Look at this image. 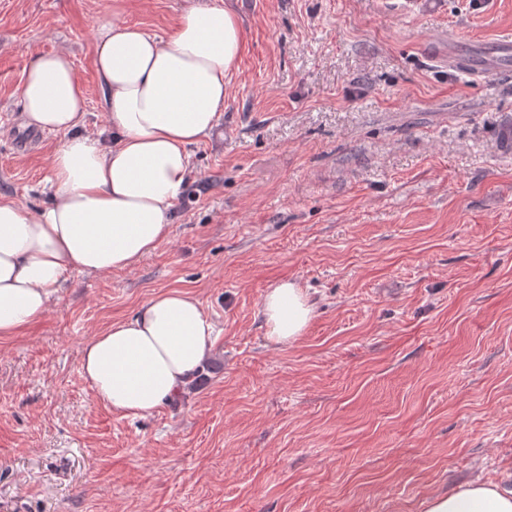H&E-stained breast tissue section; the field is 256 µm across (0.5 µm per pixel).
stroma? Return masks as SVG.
I'll return each mask as SVG.
<instances>
[{"label":"stroma","mask_w":512,"mask_h":512,"mask_svg":"<svg viewBox=\"0 0 512 512\" xmlns=\"http://www.w3.org/2000/svg\"><path fill=\"white\" fill-rule=\"evenodd\" d=\"M0 0V193L48 197L57 135L29 147L28 57L65 51L106 126L103 25L166 36L196 0ZM247 49L190 150L169 238L136 266L71 273L42 320L0 337V512H425L512 472V65L448 61L512 40V0H226ZM315 304L267 338L265 293ZM165 291L217 340L143 418L100 405L82 348ZM262 315L268 337L288 345L302 336L313 318L314 306L302 288L285 280L265 294Z\"/></svg>","instance_id":"35a3bbf8"}]
</instances>
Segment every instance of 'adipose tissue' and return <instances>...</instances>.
I'll use <instances>...</instances> for the list:
<instances>
[{
	"mask_svg": "<svg viewBox=\"0 0 512 512\" xmlns=\"http://www.w3.org/2000/svg\"><path fill=\"white\" fill-rule=\"evenodd\" d=\"M244 44L240 19L225 7L186 8L165 39L134 23L103 26L93 49L108 119L99 135L84 130L88 98L69 54L30 57L23 124L60 140L44 206L26 210L0 195V336L38 323L69 273L134 267L168 238L190 149L218 124ZM262 315L269 338L288 345L314 306L285 280L265 294ZM214 332L194 297L161 293L88 342L81 370L100 404L144 417L196 378ZM426 512H512V488L472 481L431 497Z\"/></svg>",
	"mask_w": 512,
	"mask_h": 512,
	"instance_id": "ef3b65f1",
	"label": "adipose tissue"
}]
</instances>
